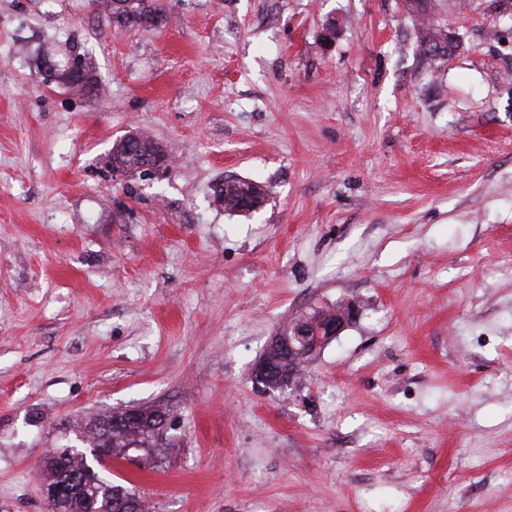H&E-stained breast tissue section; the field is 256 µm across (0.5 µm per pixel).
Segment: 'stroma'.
Masks as SVG:
<instances>
[{
  "label": "stroma",
  "mask_w": 512,
  "mask_h": 512,
  "mask_svg": "<svg viewBox=\"0 0 512 512\" xmlns=\"http://www.w3.org/2000/svg\"><path fill=\"white\" fill-rule=\"evenodd\" d=\"M159 2L143 29L0 0V512H49L48 451L131 406L174 442L108 473L147 512H512V0ZM133 131L162 179L113 178ZM228 177L264 207L217 210ZM349 301L255 384L289 318ZM422 52L432 61L444 59L452 49V44L448 42V36H442L440 32H427L422 38L420 44ZM51 55H54V54L48 53V52L38 54L36 57L37 68L43 70L44 72L52 71L50 73L54 74L56 76V78L59 80V82L64 86L73 88L74 90H77V91H80V92H83L86 94L97 93L98 81H97L94 71L90 65H88V64L84 65V64H82V62L80 60H78L77 58H74V60L79 61L81 63V67L78 70V72L80 71L81 74L78 76L77 80H72L71 76H69L67 74V70H65V69L57 70L58 65L53 59L49 58V59H47V61L45 63V67L49 71L43 69L42 66H43L44 60ZM359 312L360 308L356 303L347 302L336 307V316H334L335 318L327 319L326 330L321 327L313 333L309 330L306 319L295 320L290 323L286 335L276 336L275 339L282 346L284 356L288 358V361L295 352H304L307 355H312L328 340L338 336L358 316ZM324 331H326V336H323ZM293 340L300 341L302 347H294ZM291 379L288 376V370H270L268 372H257L254 376V382L260 385L264 391H280L284 387H288Z\"/></svg>",
  "instance_id": "obj_1"
}]
</instances>
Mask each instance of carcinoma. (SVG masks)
Segmentation results:
<instances>
[{
    "instance_id": "cac0c4a2",
    "label": "carcinoma",
    "mask_w": 512,
    "mask_h": 512,
    "mask_svg": "<svg viewBox=\"0 0 512 512\" xmlns=\"http://www.w3.org/2000/svg\"><path fill=\"white\" fill-rule=\"evenodd\" d=\"M100 6L112 22L123 27L148 28L162 19L161 9L156 0H102ZM422 52L437 61L448 56L452 44L448 36L440 33H426L420 44ZM59 82L77 91L91 94L98 91V81L92 67L83 64L78 79L73 80L67 70L54 72ZM155 142L139 134L130 135L112 145V169H124L125 177L141 176L140 166L153 160ZM268 187H256L250 182L226 179L213 189L211 202L228 213H246V207L255 203ZM254 382L265 391H280L288 386L291 378L285 371L270 370L257 372ZM123 411L106 412L90 422L85 431L78 432L80 444L89 449L84 452L75 446H62L45 462L46 476L50 484H62L70 475L86 476L87 482L82 495L94 501L96 512H140L141 504L123 486L114 485L99 478L88 464L87 455L96 451L112 452L118 456L126 448H139L146 454H160L170 447V441L163 438L162 411L158 408L139 407V420L125 419Z\"/></svg>"
}]
</instances>
